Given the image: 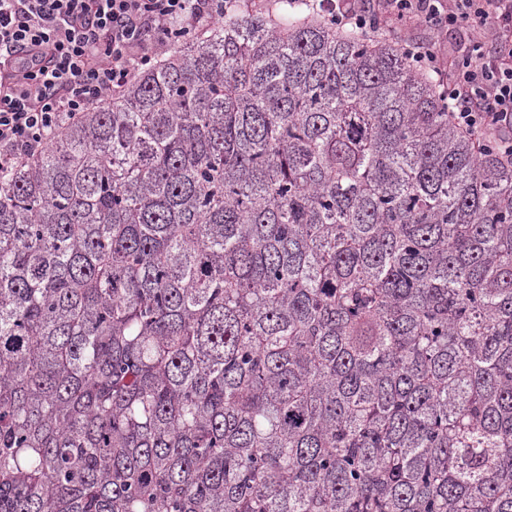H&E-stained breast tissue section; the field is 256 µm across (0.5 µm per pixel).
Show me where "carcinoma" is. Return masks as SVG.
Listing matches in <instances>:
<instances>
[{"mask_svg":"<svg viewBox=\"0 0 512 512\" xmlns=\"http://www.w3.org/2000/svg\"><path fill=\"white\" fill-rule=\"evenodd\" d=\"M0 512H512V169L279 0L0 180Z\"/></svg>","mask_w":512,"mask_h":512,"instance_id":"1","label":"carcinoma"}]
</instances>
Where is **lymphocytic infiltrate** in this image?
<instances>
[{
  "instance_id": "f902f5d3",
  "label": "lymphocytic infiltrate",
  "mask_w": 512,
  "mask_h": 512,
  "mask_svg": "<svg viewBox=\"0 0 512 512\" xmlns=\"http://www.w3.org/2000/svg\"><path fill=\"white\" fill-rule=\"evenodd\" d=\"M245 0H0V175L122 95ZM339 28L396 39L448 93L454 126L512 167V0H312ZM425 40L406 38L415 25ZM459 35L454 49L444 40Z\"/></svg>"
}]
</instances>
